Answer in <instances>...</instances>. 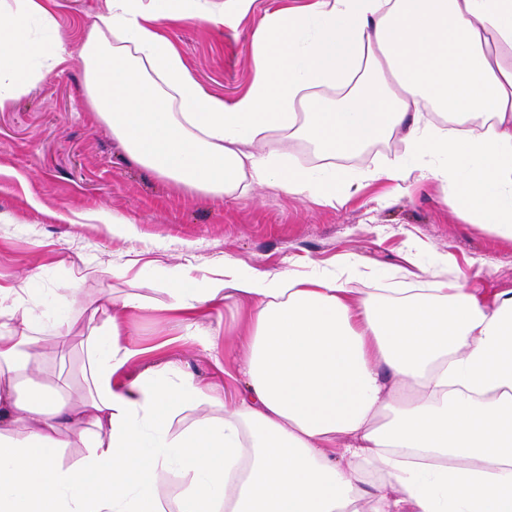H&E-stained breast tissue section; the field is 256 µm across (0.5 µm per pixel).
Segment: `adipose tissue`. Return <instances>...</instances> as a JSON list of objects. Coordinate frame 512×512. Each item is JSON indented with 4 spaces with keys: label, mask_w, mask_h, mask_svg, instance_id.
<instances>
[{
    "label": "adipose tissue",
    "mask_w": 512,
    "mask_h": 512,
    "mask_svg": "<svg viewBox=\"0 0 512 512\" xmlns=\"http://www.w3.org/2000/svg\"><path fill=\"white\" fill-rule=\"evenodd\" d=\"M251 3L106 0L79 53L84 96L133 162L204 195L247 183L332 206L345 174L278 168L286 145L333 159L397 133L452 211L512 239V0L278 10L257 30L250 87L227 102L166 31L232 28ZM55 5L0 7V110L64 60L61 37L29 29L53 27ZM174 279L170 309L189 319L250 302L234 409L175 368L114 382L134 295L91 329L88 389L72 399L17 318L19 290L0 287V512H168L166 471L177 512H512V290L445 280L362 298L340 277L230 262L195 288L187 270ZM68 448L82 451L71 464Z\"/></svg>",
    "instance_id": "obj_1"
}]
</instances>
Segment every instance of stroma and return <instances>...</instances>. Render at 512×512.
Segmentation results:
<instances>
[{"instance_id":"stroma-1","label":"stroma","mask_w":512,"mask_h":512,"mask_svg":"<svg viewBox=\"0 0 512 512\" xmlns=\"http://www.w3.org/2000/svg\"><path fill=\"white\" fill-rule=\"evenodd\" d=\"M306 2L253 0L234 28L219 33L189 22L169 36L194 77L231 102L253 79L249 48L261 19ZM104 7L105 0H57L67 60L0 111V285L23 287L22 310L41 328L49 372L80 379L92 313L106 299L132 294L142 306L125 312L122 341L137 355L123 381L173 366L234 406L249 303L230 299L184 320L170 310V271L178 266L202 278L228 260L285 276L337 271L346 260L356 288L476 279L490 292L512 289V241L450 210L438 184L412 176L389 195L381 183L361 181L364 169L404 154L397 134L336 158L351 197L333 207L257 185L204 196L140 168L83 95L79 51ZM98 212L113 223L95 220ZM61 320L71 325L63 348L52 337Z\"/></svg>"}]
</instances>
